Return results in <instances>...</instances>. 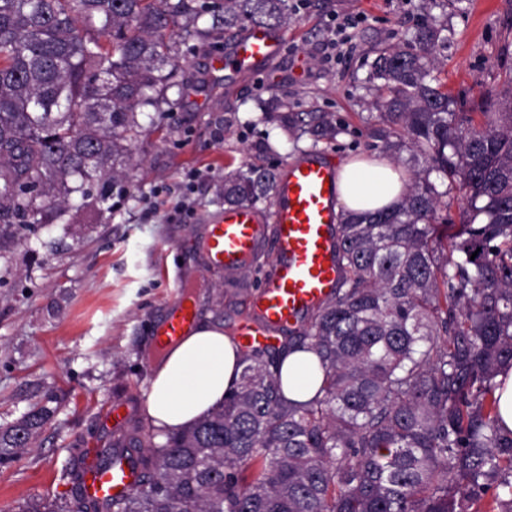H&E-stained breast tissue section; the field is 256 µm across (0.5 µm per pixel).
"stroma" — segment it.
I'll return each mask as SVG.
<instances>
[{"mask_svg":"<svg viewBox=\"0 0 512 512\" xmlns=\"http://www.w3.org/2000/svg\"><path fill=\"white\" fill-rule=\"evenodd\" d=\"M336 15L360 21L352 49L328 60ZM424 22L450 39L437 75L454 111H477L481 93H499L512 69V0H305L261 76L225 77L220 61L235 39L208 20L206 36L179 43L160 108L139 114L135 161L107 204L68 206L53 223L20 229L22 244L0 246V424L37 404L52 411L34 447L0 467V512L75 498L89 449L107 457L114 439L147 423L154 332L179 286H190L200 322L232 334L272 260L260 255L232 282L202 260L228 169L258 155L279 169L315 147L341 161L363 153L371 64ZM284 103L325 113L341 133L315 145L261 121ZM116 406L127 411L119 429Z\"/></svg>","mask_w":512,"mask_h":512,"instance_id":"stroma-1","label":"stroma"}]
</instances>
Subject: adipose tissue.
<instances>
[{
  "label": "adipose tissue",
  "mask_w": 512,
  "mask_h": 512,
  "mask_svg": "<svg viewBox=\"0 0 512 512\" xmlns=\"http://www.w3.org/2000/svg\"><path fill=\"white\" fill-rule=\"evenodd\" d=\"M407 182V175L385 157L348 159L338 171V208L348 212L395 206ZM280 369L288 398L306 401L313 397L321 372L312 353H287ZM239 373L238 349L232 338L220 325L198 326L180 337L154 365L146 398L149 420L164 433L193 424L223 402Z\"/></svg>",
  "instance_id": "adipose-tissue-1"
}]
</instances>
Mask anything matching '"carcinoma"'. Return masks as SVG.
I'll list each match as a JSON object with an SVG mask.
<instances>
[{
  "label": "carcinoma",
  "mask_w": 512,
  "mask_h": 512,
  "mask_svg": "<svg viewBox=\"0 0 512 512\" xmlns=\"http://www.w3.org/2000/svg\"><path fill=\"white\" fill-rule=\"evenodd\" d=\"M224 30L288 22L289 0H221ZM205 0H0V240L44 224L91 183L156 106L174 35L200 36ZM448 39L420 26L373 62L369 151L411 153L403 200L336 225L342 278L281 346L239 347L224 403L163 434L138 426L112 447L136 453L141 487L47 512H512V431L496 377L512 368V69L499 112H452L433 75ZM313 142L339 128L282 112ZM436 171L447 180L438 189ZM277 173L224 176V203L270 205ZM467 196L448 234V197ZM314 352L315 395H284L280 359ZM51 416L34 406L0 426V465L33 447Z\"/></svg>",
  "instance_id": "cac0c4a2"
}]
</instances>
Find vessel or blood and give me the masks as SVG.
<instances>
[{"label":"vessel or blood","instance_id":"obj_1","mask_svg":"<svg viewBox=\"0 0 512 512\" xmlns=\"http://www.w3.org/2000/svg\"><path fill=\"white\" fill-rule=\"evenodd\" d=\"M284 36L268 29L247 30L221 61L225 75L250 74L277 57ZM337 167L334 158L317 151L294 159L281 169L271 206L225 209L208 224L201 243L207 263L232 276L250 265L263 250L272 252V270L253 294L248 313L240 320V344L270 345L308 308L326 299L336 288L340 271L336 261L338 222ZM191 293L178 291L167 305V317L155 334L159 344L176 340L196 322ZM139 468L116 454L110 467L88 465L83 488L97 500L117 499L139 487Z\"/></svg>","mask_w":512,"mask_h":512}]
</instances>
